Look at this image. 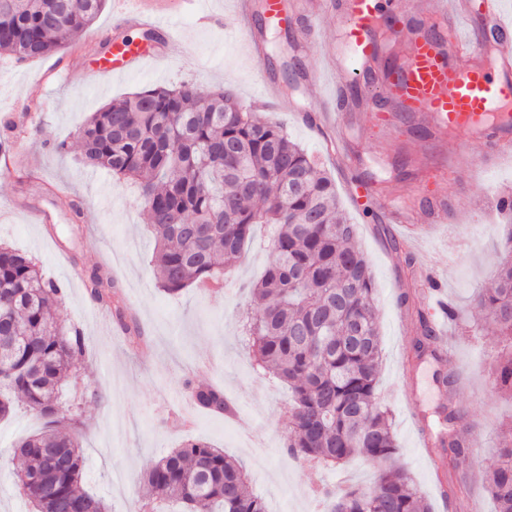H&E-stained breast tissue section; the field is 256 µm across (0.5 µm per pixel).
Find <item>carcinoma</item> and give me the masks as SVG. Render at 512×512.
<instances>
[{
    "mask_svg": "<svg viewBox=\"0 0 512 512\" xmlns=\"http://www.w3.org/2000/svg\"><path fill=\"white\" fill-rule=\"evenodd\" d=\"M107 0H0V53L43 59L90 28ZM296 56L283 62L286 85L296 89ZM84 162L137 185L157 240L152 258L164 291L177 294L216 280L242 256L256 224H270L272 262L250 289L259 311L247 316L246 336L256 367L288 384L286 452L312 466L361 456L379 468L378 493H342L318 485L324 512H431L410 474L397 467L388 411L375 401L382 347L367 258L353 245L354 225L339 207L335 183L318 160L292 141L281 124L245 112L222 90L157 86L114 100L81 128ZM91 297L140 344L143 336L110 272L87 275ZM61 288L35 259L0 244V314L13 331H0V418L14 401L47 419L44 429L16 443L17 481L36 512H106L82 486L83 456L68 428L73 405L61 399L84 354V338L50 316ZM509 352L493 368L498 388L512 394V259L475 299ZM421 352L437 336L419 314ZM200 408L226 414L224 390L194 387ZM465 452L448 441V470ZM150 500L181 512H266L243 464L211 445L191 440L144 476ZM497 512H512V430L499 438V460L485 475Z\"/></svg>",
    "mask_w": 512,
    "mask_h": 512,
    "instance_id": "obj_1",
    "label": "carcinoma"
}]
</instances>
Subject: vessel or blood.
I'll return each instance as SVG.
<instances>
[{
  "label": "vessel or blood",
  "instance_id": "vessel-or-blood-1",
  "mask_svg": "<svg viewBox=\"0 0 512 512\" xmlns=\"http://www.w3.org/2000/svg\"><path fill=\"white\" fill-rule=\"evenodd\" d=\"M390 2L391 38L400 43L398 64L379 67L382 46L377 35L383 2ZM182 0H134L132 11H120L119 20L136 18L140 25L164 33L171 14ZM268 20L285 23L299 19L297 39L316 54L334 93L353 84L369 89L365 111L401 112L433 129L440 144L450 134L467 131L480 137L488 157L512 154V21L506 20L502 0H481V24H474L460 0H263ZM252 0H235L234 13L255 58L266 54V41L252 20ZM336 18L342 37L328 40L319 33L325 18ZM144 58V49L125 38L112 42V60L94 70L95 78L118 75ZM263 106L274 112L294 111L277 83L264 78ZM317 123L325 135L329 155H340L344 137V110L337 100L320 103ZM372 199L389 223L400 225L403 240L418 250L422 232L414 210L379 191L372 183L351 188L349 198L360 205ZM421 282L433 314L446 313L447 302L429 270Z\"/></svg>",
  "mask_w": 512,
  "mask_h": 512
}]
</instances>
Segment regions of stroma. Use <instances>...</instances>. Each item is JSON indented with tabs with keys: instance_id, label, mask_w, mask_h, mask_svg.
<instances>
[{
	"instance_id": "obj_1",
	"label": "stroma",
	"mask_w": 512,
	"mask_h": 512,
	"mask_svg": "<svg viewBox=\"0 0 512 512\" xmlns=\"http://www.w3.org/2000/svg\"><path fill=\"white\" fill-rule=\"evenodd\" d=\"M233 9L234 0H188L170 21L171 39L152 48V61L101 82L90 80L89 70L103 58L106 43L119 35L138 42L143 34L133 24L113 30L110 5L91 28L50 57L0 56V141L11 144L0 154V243L33 256L62 288L55 317L84 337L78 382L64 385L62 392L77 403L71 433L84 456L83 486L103 499L107 512H138L147 496L143 473L190 438L242 461L267 512H318L314 483L366 488L377 477L376 468L359 457L313 467L284 450L291 394L273 375L253 368L241 330L242 315L257 309L247 288L270 260L268 227L255 226L241 260L226 272L223 290L202 294L190 286L166 294L153 272L155 240L136 188L81 161L78 130L85 119L142 88L187 83L223 89L251 110L263 74L282 79V63L291 51L281 48L257 63L224 25ZM301 68L296 111H265L261 117L282 124L291 140L322 162L356 227L353 244L371 264L383 349L375 398L390 413L399 446L395 461L412 475L433 512H495L483 476L498 461V436L512 422V397L498 391L490 372L505 346L480 319L474 298L506 256L503 245L512 225L500 216L495 199L512 193V158L485 162L482 145L461 135L447 181L435 182L430 177L438 158L434 134L413 137L408 128L414 120L404 114L384 134L365 112L348 113V145L368 157L385 155V162L358 167L330 158L305 120L315 113L321 93L317 62L302 56ZM372 178L385 180L393 195L425 186L427 201L443 207L441 223L429 224L420 255L409 256L399 245L396 225L377 223L351 206L347 186ZM60 186L66 196L57 195ZM74 200L84 212L77 225L71 222ZM36 212L48 214L50 223H32ZM425 263L434 268L456 316L443 330L445 357L417 361L412 344L420 334L418 312L426 304L416 268ZM99 266L119 282L140 324L142 347L133 346L111 314L102 312L84 281L69 276ZM443 370L460 377L456 401L464 417L455 431L474 424L482 436L481 448H468L462 470L453 476L468 485L467 496L458 501L442 499L451 476L431 467L430 451L420 447L411 418L415 412L432 416L442 400L435 376ZM190 384L222 387L237 412L251 420V437L242 436L232 421L201 410L183 426L177 397ZM43 425L38 413L22 406L0 420V512H35L16 488L19 463L9 449Z\"/></svg>"
}]
</instances>
